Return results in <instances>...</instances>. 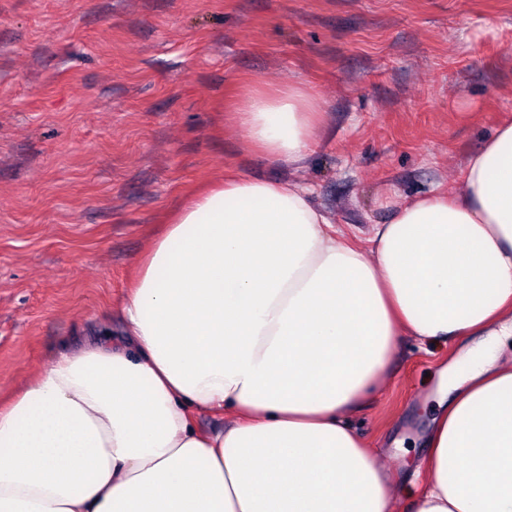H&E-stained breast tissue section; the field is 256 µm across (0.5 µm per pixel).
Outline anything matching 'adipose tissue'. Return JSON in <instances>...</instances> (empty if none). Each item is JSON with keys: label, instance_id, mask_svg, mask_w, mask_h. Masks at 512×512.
<instances>
[{"label": "adipose tissue", "instance_id": "obj_1", "mask_svg": "<svg viewBox=\"0 0 512 512\" xmlns=\"http://www.w3.org/2000/svg\"><path fill=\"white\" fill-rule=\"evenodd\" d=\"M236 120L291 164L322 126L300 85L255 90ZM121 314L120 342L59 355L0 404V512H395L352 417L399 337L512 336V123L367 251L299 184L218 182L153 241ZM466 358L405 512H512V362ZM200 412L228 423L200 430Z\"/></svg>", "mask_w": 512, "mask_h": 512}]
</instances>
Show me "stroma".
Returning a JSON list of instances; mask_svg holds the SVG:
<instances>
[{
    "label": "stroma",
    "instance_id": "1",
    "mask_svg": "<svg viewBox=\"0 0 512 512\" xmlns=\"http://www.w3.org/2000/svg\"><path fill=\"white\" fill-rule=\"evenodd\" d=\"M306 82L314 151L275 163L234 112ZM512 120V0H0V402L98 341L161 224L228 176L307 187L355 245L461 186ZM461 346L400 337L352 421L420 492L436 374Z\"/></svg>",
    "mask_w": 512,
    "mask_h": 512
}]
</instances>
